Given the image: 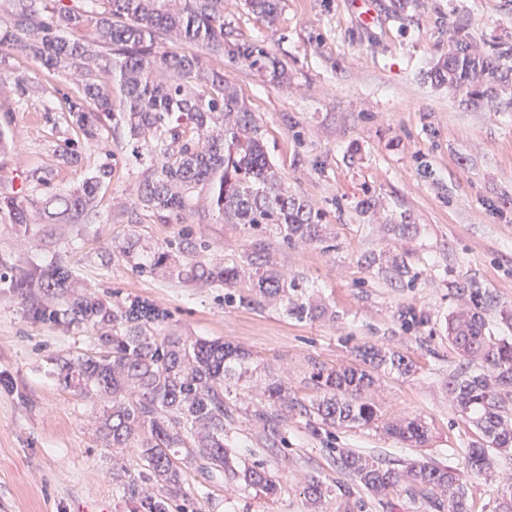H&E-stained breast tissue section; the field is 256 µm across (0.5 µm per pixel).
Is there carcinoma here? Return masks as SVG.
I'll return each mask as SVG.
<instances>
[{
  "mask_svg": "<svg viewBox=\"0 0 512 512\" xmlns=\"http://www.w3.org/2000/svg\"><path fill=\"white\" fill-rule=\"evenodd\" d=\"M247 6L269 24L281 10L280 0H247ZM85 31L92 37H81ZM199 46L230 63L247 62L274 84H288L286 66L267 47L228 38L224 0H10L6 15L0 16V87L20 99L31 92L29 80L8 65L19 55L55 77L81 73L82 82L55 111L105 161L94 167L81 191L63 198L1 195L0 218L27 228L31 209L39 205L50 224L99 221L98 194L112 181V146L150 133L151 140L142 143L151 166L139 185V201L160 223L183 222L200 189L209 206L232 224L254 233L272 226L289 244L325 241L323 212L283 187L255 112L223 72L193 51ZM428 77L466 91V102L475 106L512 85V42L495 38L488 50L478 52L468 22L458 19L448 53ZM134 268L142 274L162 270L184 283L204 280L226 288L245 283L251 294L240 302L247 306L278 303L298 320L321 314L318 307L288 297V289L297 284L279 269L263 240L232 266L200 258L176 260L162 248ZM6 279L32 321L83 323L96 332L87 352L56 359L57 375L67 388L103 397L106 405L98 422L105 446L138 450L143 462L139 479L117 485L128 512H170V501L182 494L184 463L276 493L264 468L238 473L224 444L235 423L228 405L232 388L254 382L247 349L219 339L162 335L168 310L138 296L117 299L109 307L90 293L77 294L70 268L60 261L14 264ZM461 291L471 308L448 323V338L462 353L481 355L485 367L460 373L448 388L478 432L463 459L470 473L481 475L488 469L490 450L512 452V338L494 341L486 334L491 305L486 290L470 282ZM359 356L362 368H315L310 379L320 396L305 413L326 426H380L401 442L424 445L428 432L422 423L390 422L368 396L376 372L407 375L413 362L377 346L359 348ZM288 403V388L265 378L259 400L246 410L259 443L282 439ZM336 463L374 496L401 487L413 498H426L431 512H470L466 483L451 467L414 463L400 470L376 455L354 451L338 452ZM494 512H512L509 478L500 485Z\"/></svg>",
  "mask_w": 512,
  "mask_h": 512,
  "instance_id": "1",
  "label": "carcinoma"
}]
</instances>
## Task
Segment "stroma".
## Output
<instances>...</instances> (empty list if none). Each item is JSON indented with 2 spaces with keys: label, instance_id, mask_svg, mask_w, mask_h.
Returning <instances> with one entry per match:
<instances>
[{
  "label": "stroma",
  "instance_id": "35a3bbf8",
  "mask_svg": "<svg viewBox=\"0 0 512 512\" xmlns=\"http://www.w3.org/2000/svg\"><path fill=\"white\" fill-rule=\"evenodd\" d=\"M352 2L282 0L269 25L243 0H224L225 30L285 62L290 88L247 64L210 59L256 112L289 192L325 215L324 245H291L271 230L263 235L279 265L301 283L303 300L323 308L320 317L298 320L277 305H242V287L137 273L123 254L130 244L139 256L167 247L181 258L197 253L233 265L253 236L243 225L225 223L203 200L180 224L157 223L137 209L136 189L149 159L128 145L113 157L112 181L99 194L101 223H37L25 233L0 223V269L25 259L63 261L77 289L107 301L115 295L153 300L171 314L168 331L241 345L258 376L286 382L296 405L275 446L259 444L243 403L230 402L229 451L239 466L261 464L276 494L234 487L189 464L183 491L197 512H426L425 499L403 490L374 497L352 486L329 450L370 452L398 467L421 462L464 470L460 450L475 431L457 411L448 381L482 358L448 340L449 318L466 306L459 284L485 288L492 299L489 334L512 336V90L472 107L462 104L460 92L426 77L447 53L457 18L467 19L481 49L512 36V0H418L400 17L389 11V0H370L377 20L369 27L358 23ZM9 65L38 88L21 109L0 94V134L10 142L0 152V188L35 198L67 194L102 160L49 109L79 76L55 81L24 57ZM68 143L80 164H64ZM37 168L51 173L50 184H35ZM366 199L376 202L374 213H361ZM405 217L414 229L403 236L394 226ZM368 253L403 260L411 284L396 287L387 274L366 267ZM92 334L83 325L32 322L21 299L0 288V372L13 383L0 387V512H128L115 482L138 475L139 456L104 447L94 417L98 399L64 388L53 363L90 348ZM368 344L413 361L410 374L380 375L376 399L387 415L421 419L429 430L424 446L374 428L316 432L301 412L317 395L309 380L313 368L359 366L355 350ZM492 459L486 474L465 478L471 512H493L499 476L512 475L511 458L496 453ZM313 477L331 489L351 486L352 493L331 492L311 505L304 487Z\"/></svg>",
  "mask_w": 512,
  "mask_h": 512
}]
</instances>
